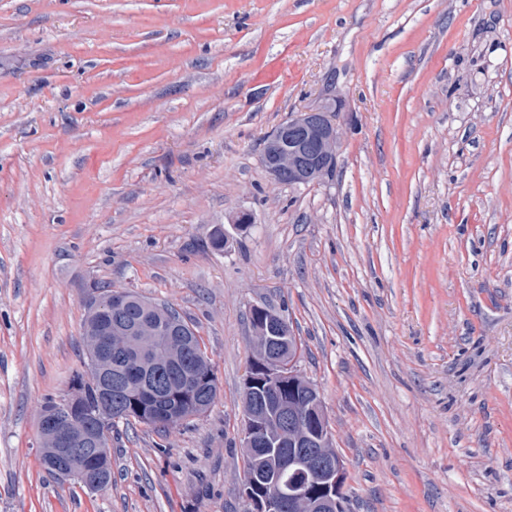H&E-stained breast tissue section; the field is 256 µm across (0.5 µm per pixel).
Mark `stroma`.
Listing matches in <instances>:
<instances>
[{
	"label": "stroma",
	"mask_w": 512,
	"mask_h": 512,
	"mask_svg": "<svg viewBox=\"0 0 512 512\" xmlns=\"http://www.w3.org/2000/svg\"><path fill=\"white\" fill-rule=\"evenodd\" d=\"M333 95L331 176L270 178L265 137ZM95 281L194 323L218 394L116 425L92 492L36 439ZM255 305L302 343L345 512H512V0H0V512H251Z\"/></svg>",
	"instance_id": "1"
}]
</instances>
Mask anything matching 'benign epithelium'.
Wrapping results in <instances>:
<instances>
[{"label": "benign epithelium", "mask_w": 512, "mask_h": 512, "mask_svg": "<svg viewBox=\"0 0 512 512\" xmlns=\"http://www.w3.org/2000/svg\"><path fill=\"white\" fill-rule=\"evenodd\" d=\"M336 111L333 104L299 112L278 126L264 141L261 164L273 179L306 185L323 181L332 172L340 143L338 126L328 113ZM256 324L259 334L265 337L266 351L262 360L251 361L243 386L250 394L264 390L263 407H249L244 418L245 448H277L282 441L292 439L307 447L314 440L310 424L325 419L320 393L315 391L311 400L296 411L290 402L280 398L286 388L297 385L299 374L294 363L287 361L274 349V344L292 335L288 319L283 314L256 307ZM151 328L145 324L115 323L100 332L102 336H148ZM172 352L153 362L155 366L175 369L180 383L186 387L197 380L194 369L182 363L179 350L184 346L186 332L180 323L170 330ZM87 379L98 386L105 399H112V389L127 393L155 389L150 376L143 374L132 384H123L112 377V356L108 353L94 355ZM96 414L87 412L67 401L53 411L39 410L37 414L38 446L51 448L47 464L64 477L76 478L91 487L103 485L107 458L102 448L110 441L93 434ZM288 467L296 472L314 470L321 479L320 495L316 496L305 484L283 488L275 498L251 496V487L257 482L250 469L244 470L242 494L249 498L253 512H279L284 506L292 509H309L311 512H343V487L346 481L345 463L335 450H326L316 456L305 451H295Z\"/></svg>", "instance_id": "obj_1"}]
</instances>
